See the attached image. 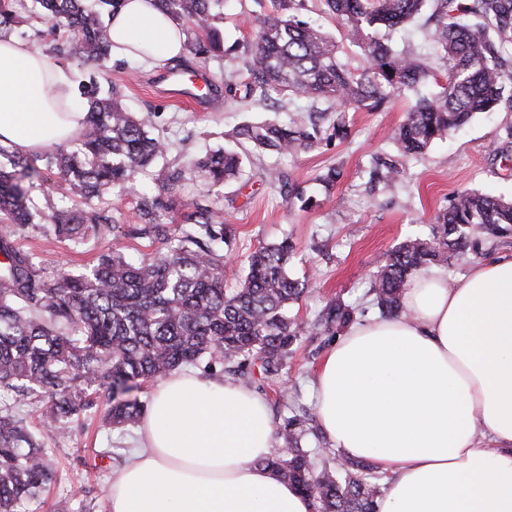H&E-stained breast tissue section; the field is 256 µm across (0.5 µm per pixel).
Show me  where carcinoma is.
Wrapping results in <instances>:
<instances>
[{
  "label": "carcinoma",
  "mask_w": 512,
  "mask_h": 512,
  "mask_svg": "<svg viewBox=\"0 0 512 512\" xmlns=\"http://www.w3.org/2000/svg\"><path fill=\"white\" fill-rule=\"evenodd\" d=\"M40 14L58 20L74 35L79 57L94 62L110 55L106 19L119 0H35ZM250 46L225 43L216 25L224 0H156L158 9L186 30L187 44L202 64L212 58L241 64L245 97L272 111L284 97L323 99L320 118L336 113L328 127L314 118L288 124L277 118L243 122L224 133L232 148L210 150L185 163L157 170V191L137 187L140 170L165 157L168 145L150 131L148 120L128 111L112 85L96 78L81 82L86 112L80 139L67 148L24 156L0 146V388L12 402L0 403V512H38L41 496L57 482L49 465L52 449L36 432L71 435L80 415L105 397L110 408L102 426L128 430L140 423L146 405L130 392L145 382L185 367L202 365L247 384L279 383L292 348L313 336L340 332L356 310L334 297L311 319L295 310L307 280L290 275L296 247L289 238L252 251L228 286L227 255L233 227L211 189L242 176L249 151L294 155L318 145L323 135L348 136L345 113L378 109L393 96L416 92L434 71L420 56L376 37L395 32L422 15L427 0H324L345 38L370 63L360 75L339 64L336 40L298 19L301 0H273ZM428 33L437 58L448 64V84L436 99L419 95L392 138L405 158L423 153L434 141L462 128L473 116L492 110L503 86L501 50L491 30H512V0H434ZM28 23L15 0L0 3V41ZM48 171L75 202L35 208L33 182ZM404 169L374 160L371 179L387 184ZM288 204L311 199L278 169L266 172ZM201 181L207 190L186 200V189ZM136 196L123 235L157 248L133 260L119 248L102 253L79 272L50 274L42 262L14 245L15 234L48 224L74 247L115 219L104 206L109 190ZM180 210V224L173 212ZM512 235V199L474 190L454 194L436 216L428 236H410L386 256L371 276V304L387 316L403 313L402 294L418 271L446 265L456 255L478 251L486 235ZM305 407L291 410L275 428L282 441L262 464L312 498L315 512H377L385 484L374 467L328 450L316 466L308 437L323 439Z\"/></svg>",
  "instance_id": "1"
}]
</instances>
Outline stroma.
<instances>
[{
	"label": "stroma",
	"mask_w": 512,
	"mask_h": 512,
	"mask_svg": "<svg viewBox=\"0 0 512 512\" xmlns=\"http://www.w3.org/2000/svg\"><path fill=\"white\" fill-rule=\"evenodd\" d=\"M270 8V0H224L217 25L226 41L246 45L252 40L254 21ZM18 9L32 18L27 30L30 41L45 50L61 47L63 54L58 61L73 71L75 80L92 73L117 84L123 104L148 118L156 133L168 141L167 161L176 163L199 155L223 144L224 133L232 126L270 115L264 106L221 96L204 109L189 100L173 101L165 92L164 70L148 69L124 58L101 64L83 61L69 54L70 44L64 37L55 36L56 20L35 16L34 0H19ZM299 17L321 24L338 39V58L352 72L358 74L367 68L361 50L344 40L323 0H304ZM504 56V93L495 111L477 114L423 154L402 159L400 181L372 182L370 170L374 157H399L391 133L410 105L412 95L408 92L381 109L348 112L349 134L345 139L322 142L295 157L251 155L243 182H228L218 189L224 216L237 231L239 256H246L259 244L290 238L297 249L292 271L311 280L310 292L298 304L300 316L313 317L334 296L356 307V319L374 315L368 295L370 272L406 237L428 234L450 196L471 189L512 199V160L503 153L512 142L507 138L512 128V43L505 44ZM331 167L338 168L341 176L326 189L317 177ZM269 168L287 173L305 196L312 198V206L288 205L279 189L266 181ZM116 244L129 255L144 247L142 241L126 238L120 228L110 225L78 249L59 241L46 225L29 227L16 235L17 247L35 252L47 267L70 271L94 264L101 252ZM332 344V337L326 335L302 343L282 372L281 386L298 392L300 403L307 408L315 406L312 379ZM43 442L53 450L58 481L44 493L39 512H107L111 474L86 467L85 461L105 448L128 457L138 449L139 436L134 430L106 432L99 418L87 417L75 423L72 436L51 434L44 436Z\"/></svg>",
	"instance_id": "35a3bbf8"
}]
</instances>
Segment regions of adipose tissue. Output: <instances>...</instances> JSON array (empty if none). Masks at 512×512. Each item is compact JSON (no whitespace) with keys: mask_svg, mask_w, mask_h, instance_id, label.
Segmentation results:
<instances>
[{"mask_svg":"<svg viewBox=\"0 0 512 512\" xmlns=\"http://www.w3.org/2000/svg\"><path fill=\"white\" fill-rule=\"evenodd\" d=\"M110 54L160 66L187 35L154 0H121ZM72 74L23 40L0 41V145L66 146L81 109L58 112ZM404 313L353 322L313 383L334 448L388 477L378 512H512V253L451 280L409 282ZM141 450L112 469L108 512H313L263 466L275 446L268 404L231 379L175 373L153 383Z\"/></svg>","mask_w":512,"mask_h":512,"instance_id":"ef3b65f1","label":"adipose tissue"}]
</instances>
